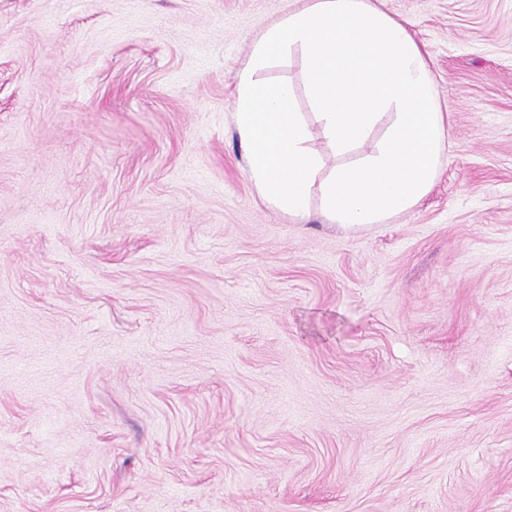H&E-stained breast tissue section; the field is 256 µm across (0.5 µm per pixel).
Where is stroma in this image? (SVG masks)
<instances>
[{
	"instance_id": "obj_1",
	"label": "stroma",
	"mask_w": 512,
	"mask_h": 512,
	"mask_svg": "<svg viewBox=\"0 0 512 512\" xmlns=\"http://www.w3.org/2000/svg\"><path fill=\"white\" fill-rule=\"evenodd\" d=\"M299 6L0 0V512H512V0H380L446 135L349 230L237 131Z\"/></svg>"
}]
</instances>
